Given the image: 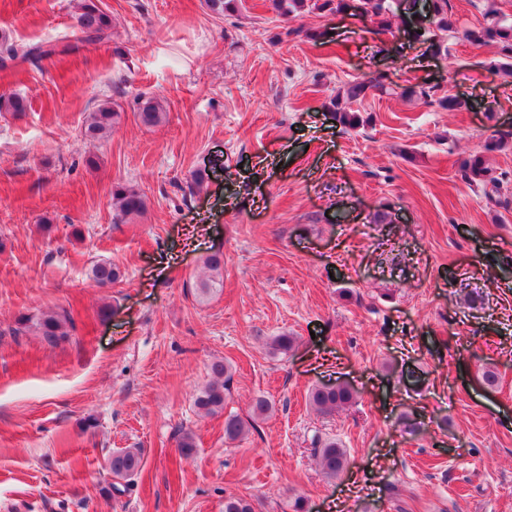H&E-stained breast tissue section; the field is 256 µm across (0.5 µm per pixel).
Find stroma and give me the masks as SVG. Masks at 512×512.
I'll return each mask as SVG.
<instances>
[{"label":"stroma","instance_id":"stroma-1","mask_svg":"<svg viewBox=\"0 0 512 512\" xmlns=\"http://www.w3.org/2000/svg\"><path fill=\"white\" fill-rule=\"evenodd\" d=\"M358 4L284 19L268 0L221 16L205 0H102L109 41L0 71V95L27 102L0 112V512H224L229 496L257 512L299 496L308 512H512V145L486 155L505 206L460 173L512 131V78L463 32L492 10L512 20V0H448L444 55L411 34L431 17L384 34ZM74 14L75 0H0V52L78 38ZM300 25L311 36H286ZM366 78L384 90L344 130L329 101ZM450 93L461 111L438 106ZM142 95L161 124L138 119ZM106 99L121 120L89 142ZM118 184L144 196L141 217L113 222ZM216 252L223 285L197 297ZM101 260L123 280L98 286ZM58 308L77 329L57 347L15 333L19 314ZM283 333L295 348L273 352ZM217 359L233 378L204 417L194 398ZM336 383L352 405L317 413L311 390ZM229 413L253 422L244 440H225ZM317 435L347 451L337 479ZM121 448L142 465L110 497ZM314 455L325 478L336 479L347 466V454L341 443L333 438L313 439Z\"/></svg>","mask_w":512,"mask_h":512}]
</instances>
